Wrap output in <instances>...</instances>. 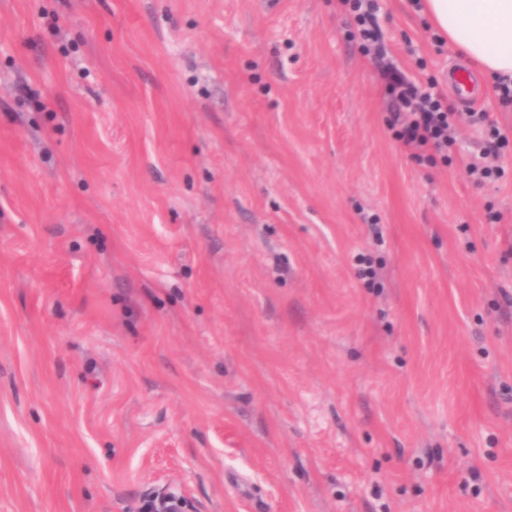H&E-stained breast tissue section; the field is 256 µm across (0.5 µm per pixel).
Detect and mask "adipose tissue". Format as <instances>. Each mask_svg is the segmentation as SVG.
<instances>
[{"instance_id":"obj_1","label":"adipose tissue","mask_w":512,"mask_h":512,"mask_svg":"<svg viewBox=\"0 0 512 512\" xmlns=\"http://www.w3.org/2000/svg\"><path fill=\"white\" fill-rule=\"evenodd\" d=\"M449 45L486 77H512V0H423Z\"/></svg>"}]
</instances>
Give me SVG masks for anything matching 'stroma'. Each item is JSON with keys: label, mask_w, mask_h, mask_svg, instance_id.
Masks as SVG:
<instances>
[{"label": "stroma", "mask_w": 512, "mask_h": 512, "mask_svg": "<svg viewBox=\"0 0 512 512\" xmlns=\"http://www.w3.org/2000/svg\"><path fill=\"white\" fill-rule=\"evenodd\" d=\"M402 69L467 61L376 0ZM338 0H0V512H512V105L448 160ZM379 271L359 275V258Z\"/></svg>", "instance_id": "1"}]
</instances>
